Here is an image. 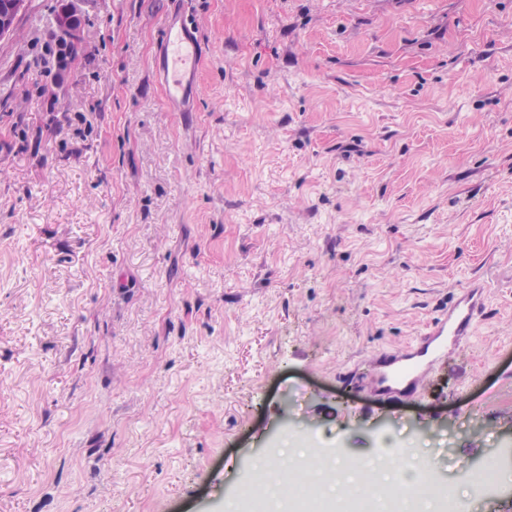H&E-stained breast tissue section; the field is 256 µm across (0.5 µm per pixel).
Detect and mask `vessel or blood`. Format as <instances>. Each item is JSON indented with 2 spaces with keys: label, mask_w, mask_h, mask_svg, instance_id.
<instances>
[{
  "label": "vessel or blood",
  "mask_w": 512,
  "mask_h": 512,
  "mask_svg": "<svg viewBox=\"0 0 512 512\" xmlns=\"http://www.w3.org/2000/svg\"><path fill=\"white\" fill-rule=\"evenodd\" d=\"M201 56L202 45L194 22L182 16L166 20L160 42L158 75L169 105L180 106L185 112L194 111ZM488 299L486 281L472 278L405 348L375 353L370 377L374 395L391 399L420 390L434 362L475 337Z\"/></svg>",
  "instance_id": "b4317fda"
}]
</instances>
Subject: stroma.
<instances>
[{"mask_svg":"<svg viewBox=\"0 0 512 512\" xmlns=\"http://www.w3.org/2000/svg\"><path fill=\"white\" fill-rule=\"evenodd\" d=\"M188 2L200 109L169 111ZM28 0L0 40V512H260L262 457L512 441V0ZM475 276L417 398L364 388ZM202 45L196 25L179 15L166 20L160 42L158 75L165 100L170 106L181 105L178 112H196L197 78Z\"/></svg>","mask_w":512,"mask_h":512,"instance_id":"stroma-1","label":"stroma"}]
</instances>
